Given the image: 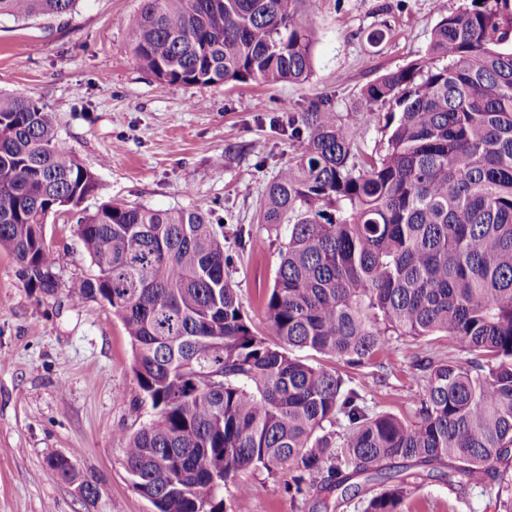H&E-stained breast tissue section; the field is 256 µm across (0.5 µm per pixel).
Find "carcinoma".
Masks as SVG:
<instances>
[{
	"label": "carcinoma",
	"instance_id": "carcinoma-1",
	"mask_svg": "<svg viewBox=\"0 0 512 512\" xmlns=\"http://www.w3.org/2000/svg\"><path fill=\"white\" fill-rule=\"evenodd\" d=\"M78 0H0V17L71 12ZM304 0H143L127 36L169 85L305 82ZM512 0L440 14L425 56L370 81L340 119L325 102L288 114L300 152L266 191L263 223L288 226L258 335L228 279L224 225L195 209L107 202L76 234L93 267L74 302L103 299L133 347L151 420L124 465L156 512H223L213 478L291 474L288 492L383 486L364 512H404L403 473L480 487L512 459ZM388 108L385 149L359 158ZM99 189L37 100L0 95V248L23 285L62 288L49 214ZM392 336H444L465 358L415 353L414 420L377 412L358 385L293 356L361 367ZM499 512H512L500 478Z\"/></svg>",
	"mask_w": 512,
	"mask_h": 512
}]
</instances>
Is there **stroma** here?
<instances>
[{
	"label": "stroma",
	"mask_w": 512,
	"mask_h": 512,
	"mask_svg": "<svg viewBox=\"0 0 512 512\" xmlns=\"http://www.w3.org/2000/svg\"><path fill=\"white\" fill-rule=\"evenodd\" d=\"M469 0H444L443 11ZM142 0H78L61 17H0V93L26 94L52 113L60 140L99 181L102 202L200 209L224 227L228 276L256 332L286 240L260 220L266 189L299 150L289 113L329 99L339 116L362 107L371 80L424 57L440 12L434 0H305L313 31L307 82L168 85L127 41ZM62 291L25 288L0 250V512H152L123 465L125 435L153 415L132 370L131 341L109 306L73 303L93 268L69 214L49 216ZM447 357L448 340L393 337L380 358L338 370L363 385L374 410L412 418L422 383L412 353ZM70 458L99 494L84 497L47 468ZM288 474L256 471L225 483L224 512H362L360 497L288 491ZM407 512H496L493 496L442 479L413 480Z\"/></svg>",
	"instance_id": "35a3bbf8"
}]
</instances>
